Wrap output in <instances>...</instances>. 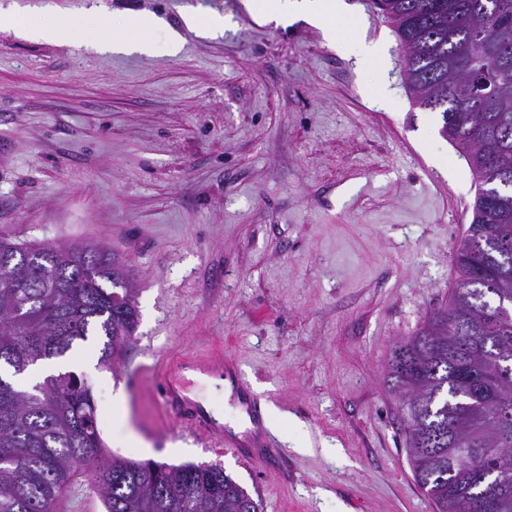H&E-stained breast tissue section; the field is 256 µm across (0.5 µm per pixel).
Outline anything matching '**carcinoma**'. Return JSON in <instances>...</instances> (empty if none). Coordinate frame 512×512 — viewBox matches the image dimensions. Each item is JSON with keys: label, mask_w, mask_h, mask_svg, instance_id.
Segmentation results:
<instances>
[{"label": "carcinoma", "mask_w": 512, "mask_h": 512, "mask_svg": "<svg viewBox=\"0 0 512 512\" xmlns=\"http://www.w3.org/2000/svg\"><path fill=\"white\" fill-rule=\"evenodd\" d=\"M405 51L415 105L441 114L477 192L446 305L392 350L414 478L435 512H512V0H376ZM138 323L127 264L104 246L0 235V512H53L77 471L106 512H261L220 465L110 457L73 372L21 386L93 337L100 364ZM472 448L464 462L456 449Z\"/></svg>", "instance_id": "carcinoma-1"}]
</instances>
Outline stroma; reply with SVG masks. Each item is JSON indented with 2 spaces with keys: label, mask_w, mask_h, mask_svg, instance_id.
Masks as SVG:
<instances>
[{
  "label": "stroma",
  "mask_w": 512,
  "mask_h": 512,
  "mask_svg": "<svg viewBox=\"0 0 512 512\" xmlns=\"http://www.w3.org/2000/svg\"><path fill=\"white\" fill-rule=\"evenodd\" d=\"M347 3L351 19L317 27L260 22L247 0H0V234L127 261L134 336L110 369L96 339L67 358L110 454L220 464L263 512H434L386 363L447 302L476 185L409 97L392 24ZM189 9L223 35L186 29ZM47 14L77 36L21 35ZM141 14L159 20L150 54L89 45ZM216 347L271 395L273 468L161 412L156 360Z\"/></svg>",
  "instance_id": "35a3bbf8"
}]
</instances>
